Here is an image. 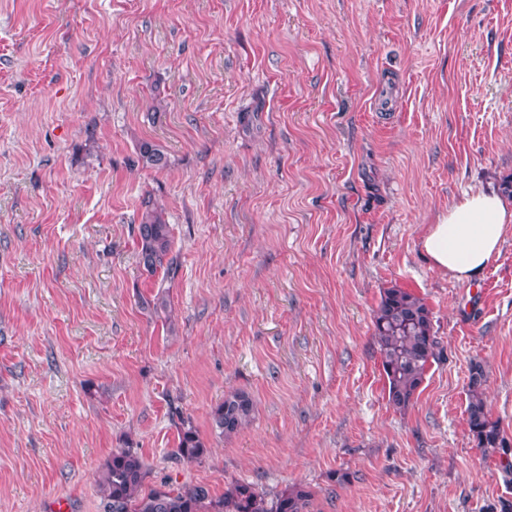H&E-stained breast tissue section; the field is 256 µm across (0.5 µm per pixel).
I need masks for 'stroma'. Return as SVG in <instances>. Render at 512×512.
<instances>
[{"label": "stroma", "instance_id": "obj_1", "mask_svg": "<svg viewBox=\"0 0 512 512\" xmlns=\"http://www.w3.org/2000/svg\"><path fill=\"white\" fill-rule=\"evenodd\" d=\"M511 179L512 0H0V512H104L118 448L150 488L512 512L465 413L477 363L512 440V229L473 283L419 248ZM148 194L171 277L139 264ZM393 286L441 350L401 411L372 323ZM235 390L253 419L225 437L211 411ZM139 160L143 166L156 171L163 170L168 165L165 153L156 145L145 142L139 148ZM204 452V443L200 439L193 422L189 419L182 420L175 455L182 461L191 463L198 461L204 455Z\"/></svg>", "mask_w": 512, "mask_h": 512}]
</instances>
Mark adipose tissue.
I'll list each match as a JSON object with an SVG mask.
<instances>
[{
    "mask_svg": "<svg viewBox=\"0 0 512 512\" xmlns=\"http://www.w3.org/2000/svg\"><path fill=\"white\" fill-rule=\"evenodd\" d=\"M511 225V199L494 191L467 193L430 225L420 248L435 269L472 283L498 252Z\"/></svg>",
    "mask_w": 512,
    "mask_h": 512,
    "instance_id": "1",
    "label": "adipose tissue"
}]
</instances>
